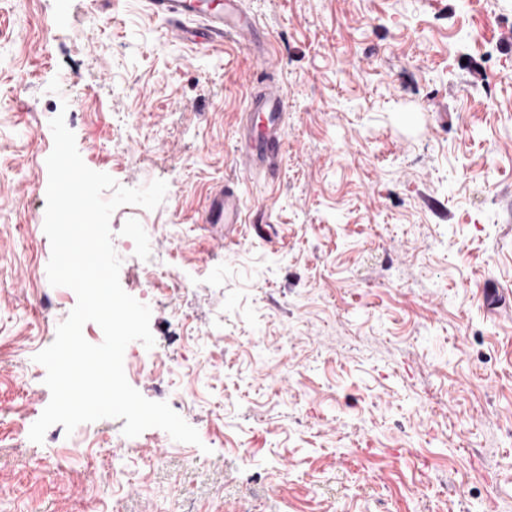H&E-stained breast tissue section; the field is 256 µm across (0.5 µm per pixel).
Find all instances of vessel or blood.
<instances>
[{"mask_svg": "<svg viewBox=\"0 0 512 512\" xmlns=\"http://www.w3.org/2000/svg\"><path fill=\"white\" fill-rule=\"evenodd\" d=\"M148 9L184 40L212 44L231 36L254 51L265 50L242 0H148ZM284 125L283 94L277 87L258 83L247 98L237 130L235 151L242 175L262 171L276 178ZM209 213L215 224L242 223L245 205L236 183L225 184L213 198Z\"/></svg>", "mask_w": 512, "mask_h": 512, "instance_id": "obj_1", "label": "vessel or blood"}]
</instances>
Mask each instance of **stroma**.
<instances>
[{"label":"stroma","instance_id":"obj_1","mask_svg":"<svg viewBox=\"0 0 512 512\" xmlns=\"http://www.w3.org/2000/svg\"><path fill=\"white\" fill-rule=\"evenodd\" d=\"M286 103L265 224L208 221L258 61L146 0H0V512H512V0H244ZM87 92L72 103L74 89ZM92 170L167 182L110 218L126 293L191 377L130 383L200 445L50 427L77 303L51 286L50 121ZM140 235H129L131 225ZM175 263L176 293L139 263ZM54 301L52 326L33 308Z\"/></svg>","mask_w":512,"mask_h":512}]
</instances>
